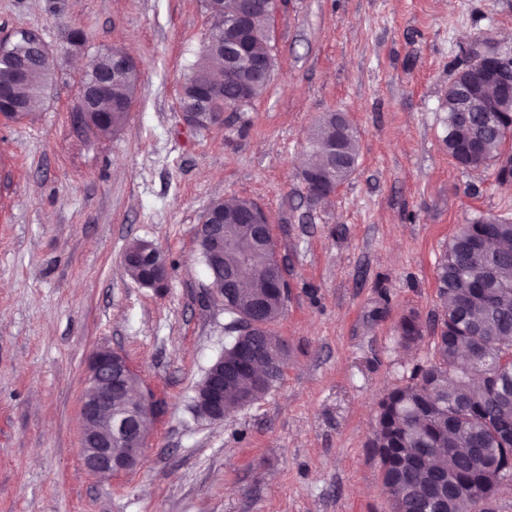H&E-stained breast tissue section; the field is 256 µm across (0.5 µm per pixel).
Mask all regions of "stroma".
<instances>
[{
  "mask_svg": "<svg viewBox=\"0 0 512 512\" xmlns=\"http://www.w3.org/2000/svg\"><path fill=\"white\" fill-rule=\"evenodd\" d=\"M210 23L206 0H0V39L29 28L54 49L38 110L0 117V512H390L378 402L434 347L429 331L402 347L397 325L433 323L458 225L512 220V180L449 156L441 108L470 56H512V0H280L267 90L196 130L180 95ZM108 47L138 60L139 82L123 128L99 135L78 110V61ZM327 112L354 127L360 157L319 200L303 159ZM233 197L272 228L288 299L271 330L288 364L210 423L192 398L229 317L196 238ZM135 239L165 253L166 288L125 274ZM98 349L124 355L155 403L140 465L106 478L79 454Z\"/></svg>",
  "mask_w": 512,
  "mask_h": 512,
  "instance_id": "obj_1",
  "label": "stroma"
}]
</instances>
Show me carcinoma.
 <instances>
[{
  "instance_id": "carcinoma-1",
  "label": "carcinoma",
  "mask_w": 512,
  "mask_h": 512,
  "mask_svg": "<svg viewBox=\"0 0 512 512\" xmlns=\"http://www.w3.org/2000/svg\"><path fill=\"white\" fill-rule=\"evenodd\" d=\"M213 19L208 34L219 37L231 20L230 8L219 2L208 4ZM272 14L260 15L248 33L250 48L268 50L269 22ZM44 45L17 42L0 57L22 59L27 63L25 78L12 89L17 102L31 110L40 97L31 93L38 86L48 92L52 83L53 62H42ZM224 69V55L215 47H202L191 72ZM139 81L130 71L112 82L111 95L100 100L95 118L103 131L117 129L129 112ZM487 106L463 119L448 113V155L474 171L501 163L498 177L512 178V156H504L507 112L512 103L500 104L474 89ZM336 113L317 120L307 137V146L318 149L338 135ZM349 164L339 169L335 185L344 183L355 171L360 157L356 137L346 142ZM254 205L246 198L224 201V237L242 236L237 213ZM139 242L130 243L125 268L132 278L144 270L138 258ZM276 248L258 249L247 266L251 276L232 291L236 310L227 331L233 340L224 348V364L237 362L239 350L252 338L237 335L239 312L255 299L265 297L268 322L284 312L286 300L268 294L267 281L279 274L270 259ZM440 301V331L434 337L435 356L426 366L414 369L409 382L382 397L378 403L377 425L370 444L380 450L382 481L391 495V512H459L457 494L477 488L491 468L512 478V222L482 218L459 225L436 269ZM424 325L415 315L401 319L398 333L406 345L418 343ZM262 354L255 367L239 372L228 391L235 406L248 405L267 394L282 375L270 374L273 358L286 364L285 341L266 329L257 337ZM140 392L133 378L125 397L112 402V411L126 409Z\"/></svg>"
}]
</instances>
